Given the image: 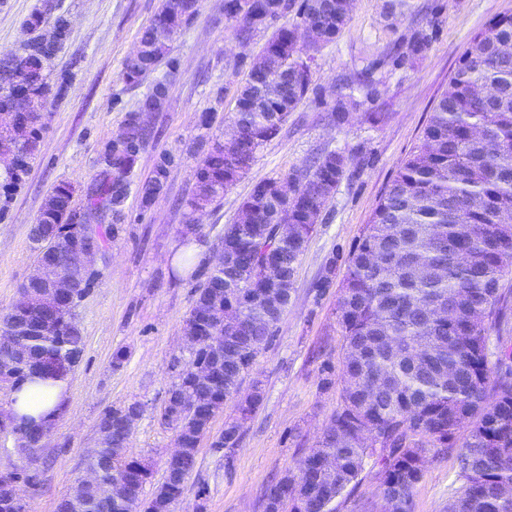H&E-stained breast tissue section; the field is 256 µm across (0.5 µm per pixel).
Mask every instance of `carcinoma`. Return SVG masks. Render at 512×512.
Segmentation results:
<instances>
[{
    "instance_id": "1",
    "label": "carcinoma",
    "mask_w": 512,
    "mask_h": 512,
    "mask_svg": "<svg viewBox=\"0 0 512 512\" xmlns=\"http://www.w3.org/2000/svg\"><path fill=\"white\" fill-rule=\"evenodd\" d=\"M187 0L175 13L171 0L161 5L145 27L139 44L142 60L125 63L124 78L135 83L168 53L171 34L198 13ZM239 0H224V18L234 23L243 42L267 30L257 24L261 13L301 18L304 41L283 24L266 40L259 62L251 66L237 92L224 133L233 147L203 150L194 172L187 210L207 207L248 173L257 152L275 138L290 112L307 98L312 73L303 55L333 42L347 24L353 0H257L245 12H232ZM26 25L52 38L37 41L28 54L34 74L46 71L67 35L64 15L35 11ZM437 23L414 29L405 50L389 57L393 67L428 49ZM16 68L0 58V107L16 104ZM66 79L51 84L44 77L29 87L41 100H61ZM128 142L112 145L106 175L87 196V213L102 208L120 216L128 197L129 177L147 138L132 123ZM41 129L18 143L14 170L3 173L5 185L21 181L34 157ZM171 159L164 156L139 194L147 207L164 188ZM346 158L321 153L303 168L258 182L239 206L236 220L224 227L232 260L224 263V310L216 323L198 325L205 359L224 345V366L210 388L218 399H238V416L224 423V447L239 445L243 427L261 401L255 386L240 399L245 374L268 347L291 299L295 274L314 225L336 193ZM288 181V194L280 191ZM67 185L50 196L61 199L42 212L36 234L53 228L62 243L79 234L77 207L65 201ZM278 267L276 279L261 276L265 265ZM347 266L336 309L342 332L341 401L317 446L307 454L304 472H289L268 490L266 512H335L331 505L362 481L368 461L378 465L376 496L391 497L398 512H414V494L429 458L463 441L458 453L463 479L448 512H512V351L504 349L490 363L487 332L501 321V282L512 273V14H503L474 34L462 52L448 89L431 112L422 143L410 154L381 195L371 219L345 259ZM22 375L15 390L35 379L53 380L48 370L30 372L43 357L75 360L84 351V336L75 317L58 321L43 336L19 331ZM182 476L169 466L143 512H163L177 502L198 465V413L183 411ZM38 422H20L28 461L39 460ZM110 448L99 450L92 465L108 482L128 477L138 494L151 478L143 459L128 458L119 467L103 466ZM68 512H123V507L92 490L65 497Z\"/></svg>"
}]
</instances>
